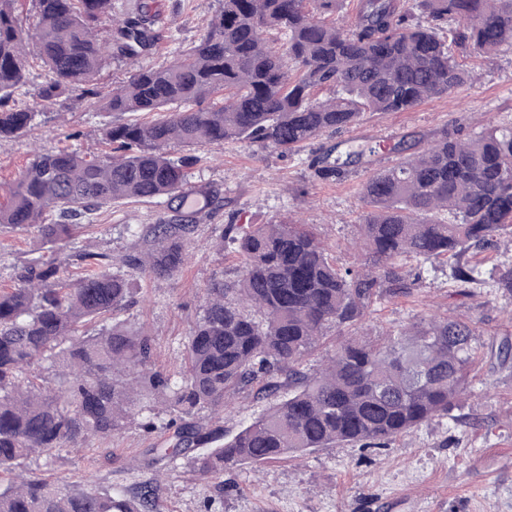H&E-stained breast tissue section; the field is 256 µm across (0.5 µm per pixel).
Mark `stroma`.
I'll list each match as a JSON object with an SVG mask.
<instances>
[{
  "label": "stroma",
  "instance_id": "obj_1",
  "mask_svg": "<svg viewBox=\"0 0 512 512\" xmlns=\"http://www.w3.org/2000/svg\"><path fill=\"white\" fill-rule=\"evenodd\" d=\"M132 2L168 30L152 54L143 57L146 65L189 48L206 32L219 7L218 0ZM465 64L479 73V81L407 112L366 113L356 126L323 135L294 155L233 142L198 148L190 182L218 191L219 206L200 215L182 274L132 277L136 303L126 318L154 336L156 365L170 372L182 368L184 342L200 314L208 283L216 276L235 279L239 261L221 248L219 239L231 216L252 224L301 220L313 226L337 265L358 266L361 257L352 247L363 208L358 188L374 171L392 164L393 144L405 135L429 134L455 123L474 133L489 122L512 120V48L490 58L471 55ZM128 70L125 59L107 60L95 79L96 95L74 106L65 98H36L46 71L31 60L29 83L15 99L37 117L27 136L0 140V193L32 160L34 146L99 151L112 120L100 99ZM341 140H371L379 148L368 163L347 168L339 179L317 178L311 157ZM175 208V203L157 199L115 205L91 215L81 238L118 258L132 243L126 225L158 223ZM40 247L34 230L0 233V289L14 284L21 263ZM446 318L475 324L482 354L460 407L380 448H321L296 461L225 473L224 493L214 512H512V361L503 364L495 356L499 342L512 339V295L484 283L461 285L452 280L448 265L437 263L411 295L377 300L353 331L377 338L414 322ZM156 441L133 426L93 451L66 449L49 463L31 460L29 468L47 480L69 477L124 491L156 478L160 487L155 512H199L207 490L185 461H177L159 478L130 466L131 456Z\"/></svg>",
  "mask_w": 512,
  "mask_h": 512
}]
</instances>
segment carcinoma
<instances>
[{
    "label": "carcinoma",
    "mask_w": 512,
    "mask_h": 512,
    "mask_svg": "<svg viewBox=\"0 0 512 512\" xmlns=\"http://www.w3.org/2000/svg\"><path fill=\"white\" fill-rule=\"evenodd\" d=\"M15 0H0V139L27 133L37 116L12 105L35 49L47 70L36 98L90 85L115 55L130 75L104 98L116 119L97 156L69 149L35 154L0 202V229L37 232L52 257L34 256L0 289V512H153L155 490L127 494L32 477L34 455L92 448L136 424L163 434L139 465L179 458L197 480L224 490V473L260 468L319 448L378 447L460 406L478 355L476 328L434 321L375 343L349 336L318 368L306 357L331 330L360 323L382 297L410 294L424 266L451 262L453 279L479 281L483 261L512 237V121L470 136L459 128L403 138L399 158L363 183V256L341 268L307 224H240L222 238L241 259L230 286L215 279L177 372L154 364L155 339L123 319L134 303L126 270L174 277L198 230L199 210L128 227L133 251L116 261L85 245L66 249L88 215L120 200L179 198L193 155L170 149L260 143L291 155L313 139L355 126L365 112H404L475 80L460 58L512 47V0H221L207 31L159 66L139 64L157 44L155 20L118 11L116 0H34L22 25ZM112 20L107 40L98 24ZM333 91L319 99L323 90ZM374 146L310 160L333 180ZM239 399L268 406L234 434L224 409ZM150 402L152 406L145 407ZM207 410L214 421L200 426Z\"/></svg>",
    "instance_id": "1"
}]
</instances>
